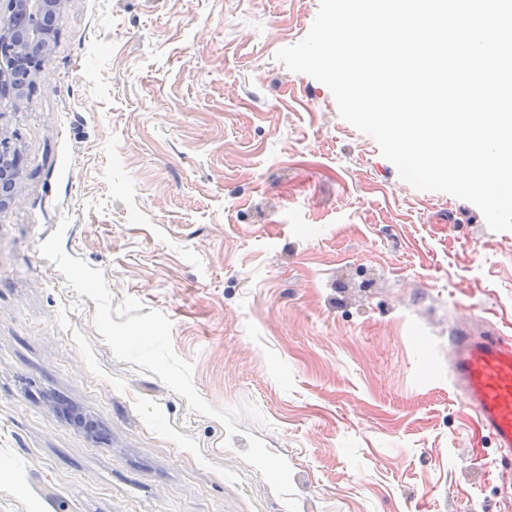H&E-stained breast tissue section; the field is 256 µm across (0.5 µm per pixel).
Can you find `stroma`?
Listing matches in <instances>:
<instances>
[{
	"label": "stroma",
	"instance_id": "stroma-1",
	"mask_svg": "<svg viewBox=\"0 0 512 512\" xmlns=\"http://www.w3.org/2000/svg\"><path fill=\"white\" fill-rule=\"evenodd\" d=\"M320 0H63L29 97L0 107L22 177L0 212V512H512L502 449L448 338H512V231L406 184L278 51ZM172 321L227 436L116 360L39 247ZM95 422L86 431L63 404Z\"/></svg>",
	"mask_w": 512,
	"mask_h": 512
}]
</instances>
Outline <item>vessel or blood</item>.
Returning a JSON list of instances; mask_svg holds the SVG:
<instances>
[{
	"label": "vessel or blood",
	"mask_w": 512,
	"mask_h": 512,
	"mask_svg": "<svg viewBox=\"0 0 512 512\" xmlns=\"http://www.w3.org/2000/svg\"><path fill=\"white\" fill-rule=\"evenodd\" d=\"M448 358L463 401L499 447L512 448V341L453 339Z\"/></svg>",
	"instance_id": "obj_1"
}]
</instances>
